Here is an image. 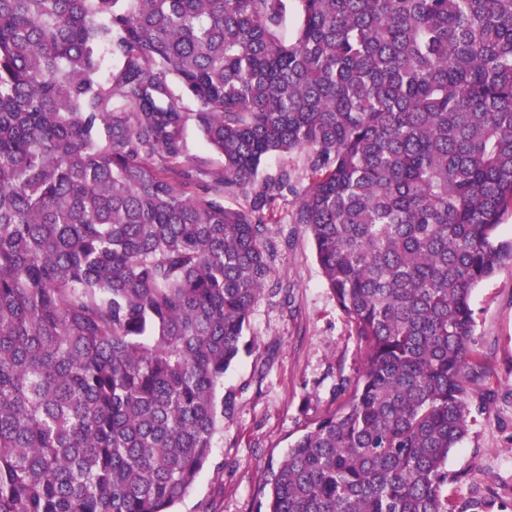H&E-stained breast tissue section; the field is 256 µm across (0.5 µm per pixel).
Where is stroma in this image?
I'll return each mask as SVG.
<instances>
[{
  "label": "stroma",
  "mask_w": 512,
  "mask_h": 512,
  "mask_svg": "<svg viewBox=\"0 0 512 512\" xmlns=\"http://www.w3.org/2000/svg\"><path fill=\"white\" fill-rule=\"evenodd\" d=\"M271 274L289 298L266 296L253 310L248 351L224 376L234 412L214 436L209 462L174 512H259L270 468L315 418L335 411L362 366L359 343L317 263L312 238L287 227ZM473 349L490 371L476 382L467 436L448 456L451 498L480 494L512 512V268L472 293Z\"/></svg>",
  "instance_id": "35a3bbf8"
}]
</instances>
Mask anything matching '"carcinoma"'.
<instances>
[{
    "instance_id": "carcinoma-1",
    "label": "carcinoma",
    "mask_w": 512,
    "mask_h": 512,
    "mask_svg": "<svg viewBox=\"0 0 512 512\" xmlns=\"http://www.w3.org/2000/svg\"><path fill=\"white\" fill-rule=\"evenodd\" d=\"M285 205L363 370L266 512H491L445 464L512 260V0H0V512H171ZM187 142L193 164H201L208 169L219 166L218 156L207 146L203 138L193 127H190L187 131Z\"/></svg>"
}]
</instances>
